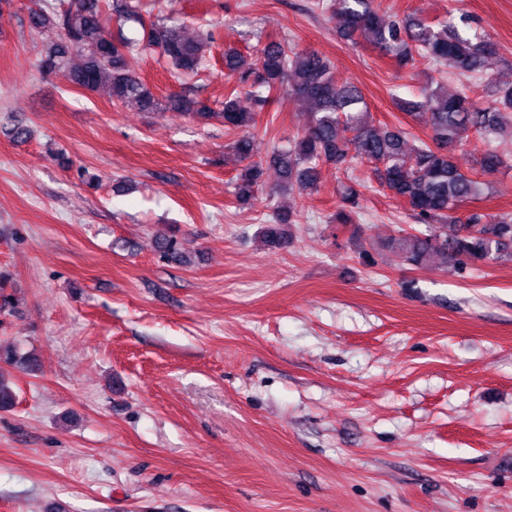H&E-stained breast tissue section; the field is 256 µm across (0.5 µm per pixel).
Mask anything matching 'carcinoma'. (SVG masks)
Returning a JSON list of instances; mask_svg holds the SVG:
<instances>
[{
  "label": "carcinoma",
  "mask_w": 512,
  "mask_h": 512,
  "mask_svg": "<svg viewBox=\"0 0 512 512\" xmlns=\"http://www.w3.org/2000/svg\"><path fill=\"white\" fill-rule=\"evenodd\" d=\"M345 40H363L389 57L399 69L423 60L444 65L458 75L476 77L494 85L486 77V60L497 54L493 42L470 37L446 20L428 21L415 14L392 19L383 13L376 0H318ZM103 0H63L29 16L34 31L52 25L60 30L61 40L44 49L43 72L60 74L72 86L94 92L108 89L112 100L132 105L144 112L158 108V101L144 81L131 68L139 47L156 49L172 68L193 72L206 60L213 38L184 35L182 28L163 20L141 24L142 39L119 40L101 24ZM248 64L235 49L224 51V76L234 87L224 95L220 112L185 98L178 92L167 98L165 110L177 112L199 122L212 119L239 131L232 150L242 163L234 184V196L241 204L256 199L265 185L266 166L280 175L271 194L285 195L299 189L317 188V169L324 163L347 162L348 142L339 138L340 128L352 133L360 157L377 164L381 185L409 205L412 217L426 225L427 232L405 234L394 242L404 260L419 266L434 257L443 265L460 269L468 263L512 257V213L489 215L471 212L457 216L465 203L480 195L484 177L495 173L503 161L487 152L471 171L461 170L453 160L461 135L471 132L480 139L512 129V86L497 90L496 98L485 101L470 90L448 94L441 85L428 84L418 101H399L412 117H424L431 142L408 144L399 128L376 127L362 90L352 82L336 78L330 60L321 53L301 49L287 41H270L253 50ZM79 63H70L71 57ZM282 88L309 112L308 125L278 148L269 160L255 158V113L243 105L241 94L266 102L263 91ZM345 207L336 213V223L351 224L359 206V191L351 184L341 185ZM295 223L293 214L278 211L265 231L271 247L286 237L284 226Z\"/></svg>",
  "instance_id": "obj_1"
}]
</instances>
